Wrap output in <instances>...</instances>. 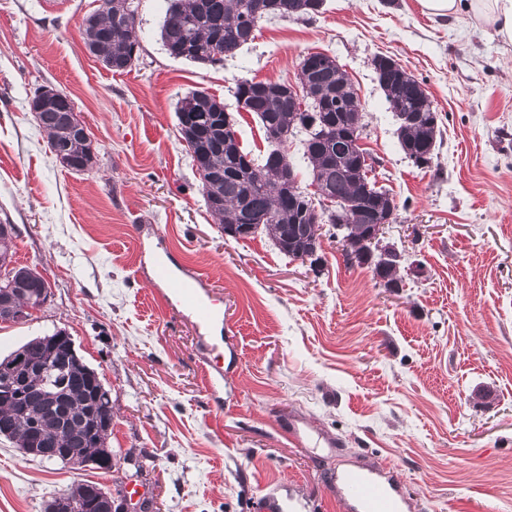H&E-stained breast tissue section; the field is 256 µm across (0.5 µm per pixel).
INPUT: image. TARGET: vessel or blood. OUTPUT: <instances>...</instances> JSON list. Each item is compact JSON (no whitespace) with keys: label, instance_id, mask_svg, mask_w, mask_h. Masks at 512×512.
I'll use <instances>...</instances> for the list:
<instances>
[{"label":"vessel or blood","instance_id":"1","mask_svg":"<svg viewBox=\"0 0 512 512\" xmlns=\"http://www.w3.org/2000/svg\"><path fill=\"white\" fill-rule=\"evenodd\" d=\"M153 276L163 286L160 302L183 308L197 328L223 320V308L210 298L200 276L187 274L167 257L156 260ZM336 489L349 512H404L406 505L402 482L390 468H343L336 475Z\"/></svg>","mask_w":512,"mask_h":512}]
</instances>
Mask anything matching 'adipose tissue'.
I'll return each instance as SVG.
<instances>
[{"instance_id": "adipose-tissue-1", "label": "adipose tissue", "mask_w": 512, "mask_h": 512, "mask_svg": "<svg viewBox=\"0 0 512 512\" xmlns=\"http://www.w3.org/2000/svg\"><path fill=\"white\" fill-rule=\"evenodd\" d=\"M427 13L439 17L466 14L478 25L494 27L504 42L512 44V0H419Z\"/></svg>"}]
</instances>
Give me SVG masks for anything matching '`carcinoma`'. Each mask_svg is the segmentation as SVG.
<instances>
[{
	"label": "carcinoma",
	"mask_w": 512,
	"mask_h": 512,
	"mask_svg": "<svg viewBox=\"0 0 512 512\" xmlns=\"http://www.w3.org/2000/svg\"><path fill=\"white\" fill-rule=\"evenodd\" d=\"M136 14L134 0H101L96 20L85 29L86 46H98L115 67H131L139 40L136 24H125V18ZM264 20V16L255 14L254 0H168L160 39L168 52L204 64L206 60L198 51L216 47L225 54L247 45L255 40ZM377 59L381 69L379 84L389 107L400 120L401 148L419 146L423 136L429 133L437 138L439 116L429 117L419 125L406 118L409 112L431 111L425 88L402 66H393L391 57L379 55ZM306 80L309 102L325 105L336 114L335 127L328 129L325 137L307 141L304 149L312 177L321 182L324 193L335 204V208L322 211L321 223L359 224L364 219L363 205L392 202L388 191L366 183L353 153L336 151V146L346 142L351 134L361 135L360 103L345 71L334 61L310 72ZM249 83L248 78L237 81L245 97L242 109L254 114L264 131L278 127L291 134L298 126H307L306 116L299 112L280 83L268 82L269 92L259 96L246 89ZM177 112L197 113L200 126L207 133L206 160L212 179L203 190L224 199V210H214L212 214L223 224L231 208L244 202L255 229L264 231L283 254L297 256L318 228L313 223L297 222L304 202L294 192L278 187L279 170L293 166L287 148L278 149L269 142L262 160L255 161L240 147L237 134L224 135V107L205 91L184 97L178 103ZM39 126L48 134V140L64 143L73 159H83L85 142L77 136H62L57 112L44 113ZM31 278L30 268L13 267L0 279V316L31 298V290L36 287ZM19 349L31 358L43 361L49 358V347L43 337L33 338ZM85 369L84 363L54 366L51 372L36 379L27 416L38 423L43 438L53 447L77 449L80 466L96 469L100 460L112 458V449L107 447L112 430L107 426L90 436L85 418L91 402L106 408L110 399L107 392L87 384ZM51 396L58 402L54 411L48 409ZM13 418L14 409L0 406V426L8 428L5 437L24 450L30 447L27 432L14 425ZM97 487L99 484L94 482L78 483L61 499L87 503L96 498ZM59 500L52 501L47 512H56Z\"/></svg>",
	"instance_id": "obj_1"
}]
</instances>
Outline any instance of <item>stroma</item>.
I'll use <instances>...</instances> for the list:
<instances>
[{"mask_svg": "<svg viewBox=\"0 0 512 512\" xmlns=\"http://www.w3.org/2000/svg\"><path fill=\"white\" fill-rule=\"evenodd\" d=\"M137 2L140 48L115 73L86 50L100 0H0V224L16 227V266L50 285L29 321L0 324V356L66 331L111 393L113 462L48 464L0 437V512H45L83 481L139 485L147 512H257L269 493L297 512H346L340 459L393 468L405 512H512V45L418 0H325L204 66L163 46L166 0ZM309 52L334 57L357 90L360 144L398 206L384 240L404 256L400 289L347 262L331 226L302 261L261 231L225 236L206 206L179 101L214 96L264 155L236 81L296 79ZM378 54L422 82L440 116L429 165L400 147ZM43 86L73 101L93 168L56 162L30 109ZM164 250L204 276L223 323L200 331L158 304L150 264ZM296 418L314 430L302 443L283 431Z\"/></svg>", "mask_w": 512, "mask_h": 512, "instance_id": "1", "label": "stroma"}]
</instances>
